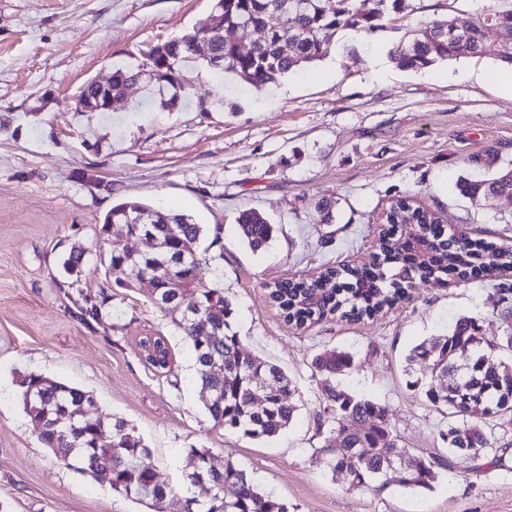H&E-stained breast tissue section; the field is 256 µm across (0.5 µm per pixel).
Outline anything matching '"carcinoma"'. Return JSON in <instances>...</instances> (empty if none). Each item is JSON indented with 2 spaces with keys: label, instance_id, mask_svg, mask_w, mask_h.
<instances>
[{
  "label": "carcinoma",
  "instance_id": "carcinoma-1",
  "mask_svg": "<svg viewBox=\"0 0 512 512\" xmlns=\"http://www.w3.org/2000/svg\"><path fill=\"white\" fill-rule=\"evenodd\" d=\"M402 0H348L336 8V0H216L212 23L205 31H194L177 40L149 47L135 68L112 69V98L123 101L124 90L143 76L155 73L159 94L170 93L163 101L177 104L182 91V63L201 58L218 80L229 74L248 86L261 90L294 69L325 58L332 37L340 30L370 34L383 26L390 13L401 8ZM283 16L265 40L250 51L228 39L224 31L247 32L268 25L274 13ZM512 29V9L483 14L473 24L465 41L448 38V24L429 23L408 42L397 43L391 58L397 67L421 70L436 63L473 56L497 40L502 30ZM207 43L203 56L196 44ZM105 93L95 81L85 83L77 96V108L84 112L104 111ZM461 191L475 202L484 194L512 198V175L499 172L481 180H465ZM153 220L139 224L140 214ZM417 220L416 242L402 239L399 226L409 217ZM390 223L381 227L375 250L354 265L325 268L312 280L285 279L269 287V299L284 319L298 328L310 327L328 319L357 322L399 302L410 299L416 281L470 280L485 278L496 268L484 262L488 251L499 250L512 259V244H495L469 236L455 238L445 225L432 224L427 212L417 207L406 211L403 201L389 214ZM221 225L211 230L192 218L165 212L139 200H126L104 216L99 234L108 237L123 231L129 238L151 235L165 249L156 254L132 250L110 254L108 271L115 275L128 267H139L156 282L152 305L170 318L191 348L201 391L207 395L205 408L214 426L239 432L254 439L279 435L292 422L297 410L293 402L295 386L276 365L247 353L233 328L234 308L222 288L200 283L198 266L202 256L221 241ZM238 231L250 249L259 251L273 239L276 225L257 210H247L238 218ZM495 305H505V324L499 341L480 334L478 320L463 316L448 332L437 334L417 345L407 357L408 365L419 366L421 377L411 382L424 398L441 413L451 417L447 433L441 435L448 449H471L472 459L493 455L489 465H503V453L512 448V364L492 365L498 350L512 351L511 286L497 289ZM196 296L197 312L185 315L168 309L164 298ZM146 361L155 369L169 364L170 350L162 336L140 341ZM354 365L353 355L343 349H326L313 362L322 377L326 400L318 415V433L326 422H333L324 444L313 449L311 461L317 467L341 475L348 488L361 489L387 485L384 476L387 455L403 450L400 436L391 423L388 407L370 398L355 396L338 388L336 377ZM455 385L442 387L450 374ZM24 412L33 432L56 458L68 467L95 477L105 476L112 490L137 501L159 505L172 488L157 480L153 469L142 464L151 456L136 428L122 417L112 421L89 422L84 410L95 405L94 397L80 389L30 372L19 380ZM260 392L266 405L254 406V392ZM186 455L191 470L186 483L194 492L186 497L185 512H288V504L261 490L246 469L227 457L224 466L210 463L207 448L191 447ZM448 467V458L409 452L406 470L398 473L405 488H429L439 469ZM233 497L224 496V488Z\"/></svg>",
  "mask_w": 512,
  "mask_h": 512
}]
</instances>
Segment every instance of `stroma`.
<instances>
[{
    "label": "stroma",
    "mask_w": 512,
    "mask_h": 512,
    "mask_svg": "<svg viewBox=\"0 0 512 512\" xmlns=\"http://www.w3.org/2000/svg\"><path fill=\"white\" fill-rule=\"evenodd\" d=\"M213 0H0V512H184V449L210 450L216 467L237 460L289 512H512V455L473 472L450 457L432 489H349L311 462L323 442V406L312 362L324 349L354 355L339 388L388 406L403 445L449 455L448 418L409 386L405 358L463 315L501 336L499 280L416 283L411 300L359 322L306 330L286 323L267 284L316 278L322 264L357 263L378 237L385 207L414 195L448 227L494 242L512 238V218L494 196L471 202L460 179L512 165V96L490 77L501 42L476 56L422 71L399 69L393 44L434 20L475 22L512 0H403L371 34L337 32L328 56L260 92L232 78L216 82L197 64L172 108L154 83L129 87L109 112H80L76 97L114 66L140 63L147 47L210 24ZM334 201L332 223L316 203ZM139 199L222 225L223 257L201 281L223 288L245 348L279 366L296 387L295 422L259 440L214 426L192 355L151 304L152 287L127 269L125 287L105 275L104 258L127 240L101 239L112 206ZM277 225L270 246L252 251L237 233L243 211ZM85 251L80 277L62 262ZM103 302L99 320L78 317L82 298ZM165 337L166 372L140 342ZM36 372L93 394L90 418L120 416L152 450L160 482L173 492L159 507L126 498L101 479L60 463L33 432L18 381Z\"/></svg>",
    "instance_id": "obj_1"
}]
</instances>
